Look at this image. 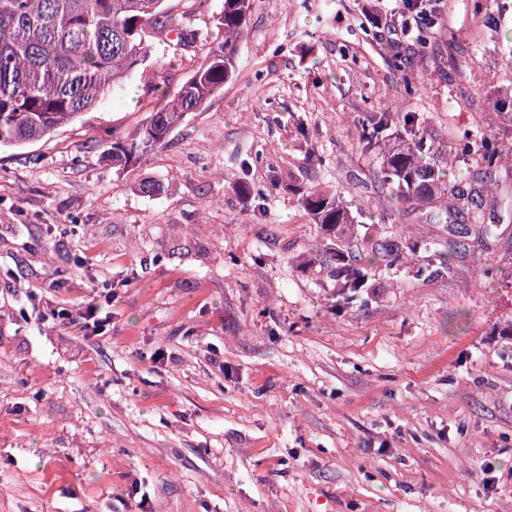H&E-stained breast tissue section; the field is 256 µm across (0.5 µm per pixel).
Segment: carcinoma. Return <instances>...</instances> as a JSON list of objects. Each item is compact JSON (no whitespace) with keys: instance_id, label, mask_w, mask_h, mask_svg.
<instances>
[{"instance_id":"1","label":"carcinoma","mask_w":512,"mask_h":512,"mask_svg":"<svg viewBox=\"0 0 512 512\" xmlns=\"http://www.w3.org/2000/svg\"><path fill=\"white\" fill-rule=\"evenodd\" d=\"M167 0H0V148H23L48 138L81 114L99 105L109 89H118L134 75H142L152 54L148 29L168 37L176 56L190 49L205 50L196 67L173 98L162 96L146 124L112 138L103 158L126 169L147 159L166 145V139L192 112L199 110L235 75L239 42L244 35L253 0H222L214 18L224 30L216 42L208 23L201 19L204 0H184L174 15ZM502 0H476L482 21L503 9ZM435 25L433 10L424 13L415 41L429 43ZM484 112L490 118L451 141L439 142L428 130L427 117L398 108L371 112L366 118L358 148L381 156V180L391 188L395 207H407L419 224H444L448 234L465 240L489 232L485 206L495 205L497 171L512 162L502 141L491 132L497 119L512 124V98L502 90L480 88ZM463 161L479 169L478 176L462 183L448 179V166ZM300 207L315 224L336 239L357 223L337 192L315 187L302 194ZM467 213L470 227L457 226ZM385 266L404 257L394 239L379 243ZM374 256L359 257L355 264L336 267L342 284L341 301L360 298L368 284Z\"/></svg>"}]
</instances>
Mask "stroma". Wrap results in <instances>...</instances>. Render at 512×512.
<instances>
[{
	"label": "stroma",
	"instance_id": "35a3bbf8",
	"mask_svg": "<svg viewBox=\"0 0 512 512\" xmlns=\"http://www.w3.org/2000/svg\"><path fill=\"white\" fill-rule=\"evenodd\" d=\"M432 4L423 49L391 33L405 0H255L235 78L136 168L104 144L191 71L159 35L163 91L131 78L0 151V512H512V176L459 247L390 209L357 147L391 104L453 139L500 82L512 10ZM317 184L382 224L335 255L298 204ZM389 231L452 275L379 263L337 306V259ZM112 290L100 335L52 317Z\"/></svg>",
	"mask_w": 512,
	"mask_h": 512
}]
</instances>
